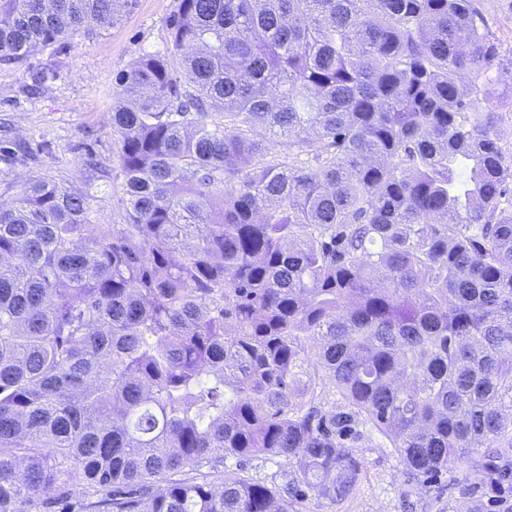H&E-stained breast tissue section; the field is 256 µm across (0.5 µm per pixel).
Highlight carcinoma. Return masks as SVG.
<instances>
[{
    "label": "carcinoma",
    "mask_w": 512,
    "mask_h": 512,
    "mask_svg": "<svg viewBox=\"0 0 512 512\" xmlns=\"http://www.w3.org/2000/svg\"><path fill=\"white\" fill-rule=\"evenodd\" d=\"M134 6L0 0V63ZM168 29L112 96L126 223L39 172L6 183L0 512L341 504L376 433L411 481L474 448L507 449V480L512 155L485 0H179ZM259 456L286 467L224 477Z\"/></svg>",
    "instance_id": "1"
}]
</instances>
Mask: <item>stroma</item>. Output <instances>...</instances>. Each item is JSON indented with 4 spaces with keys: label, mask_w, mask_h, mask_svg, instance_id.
Wrapping results in <instances>:
<instances>
[{
    "label": "stroma",
    "mask_w": 512,
    "mask_h": 512,
    "mask_svg": "<svg viewBox=\"0 0 512 512\" xmlns=\"http://www.w3.org/2000/svg\"><path fill=\"white\" fill-rule=\"evenodd\" d=\"M177 4L136 0L132 12L103 36L53 45L21 65L0 64V145L22 139L36 155L35 162L10 169L0 162V180L17 181L37 171L80 187L85 154H99L112 164L88 187L90 218L96 224L125 223L124 176L115 162L119 143L110 121L115 78L141 56L166 48L167 22ZM357 455L363 474L353 498L339 506L311 498L298 512H452L448 483L472 473L488 451L463 459L438 483L410 489L403 484L402 459L387 438L378 437L375 447L358 449Z\"/></svg>",
    "instance_id": "35a3bbf8"
}]
</instances>
